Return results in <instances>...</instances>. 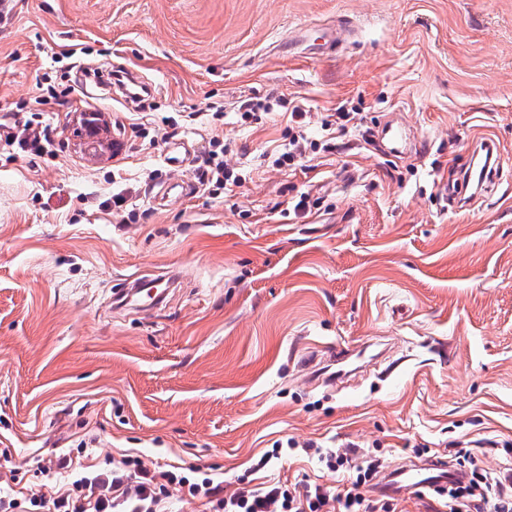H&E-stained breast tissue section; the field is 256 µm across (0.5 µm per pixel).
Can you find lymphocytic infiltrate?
Instances as JSON below:
<instances>
[{"instance_id":"1","label":"lymphocytic infiltrate","mask_w":512,"mask_h":512,"mask_svg":"<svg viewBox=\"0 0 512 512\" xmlns=\"http://www.w3.org/2000/svg\"><path fill=\"white\" fill-rule=\"evenodd\" d=\"M55 86L39 99L38 107H19L14 115V133L7 143L19 144L22 150L44 154L46 137L39 122L40 109L59 99ZM356 446L327 453L329 470L355 469L348 486L330 492L314 486L306 492L275 483L262 490L240 487L225 492L210 478L193 480L171 471H152L137 458H125L111 475L94 479L97 497L85 495V481H74L52 501L54 512H164V503L171 490H187L190 497L206 499L211 512H390L388 503L371 498L368 488L383 467L380 458H366L356 466ZM447 512H512V472L491 474L478 468L466 472L464 481L449 485L443 502Z\"/></svg>"}]
</instances>
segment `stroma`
<instances>
[{"label": "stroma", "instance_id": "obj_1", "mask_svg": "<svg viewBox=\"0 0 512 512\" xmlns=\"http://www.w3.org/2000/svg\"><path fill=\"white\" fill-rule=\"evenodd\" d=\"M12 6L0 125L47 85L69 94L41 116L51 153L0 141V496H53L63 457L76 478L137 457L228 493L341 485L319 454L350 443L512 468L492 447L512 442V0ZM296 104L320 150L276 169ZM341 106L361 126L328 133ZM391 118L423 155L376 146ZM216 138L242 173L212 193L196 172ZM482 142L500 163L476 194ZM133 277L161 301L126 299Z\"/></svg>", "mask_w": 512, "mask_h": 512}]
</instances>
